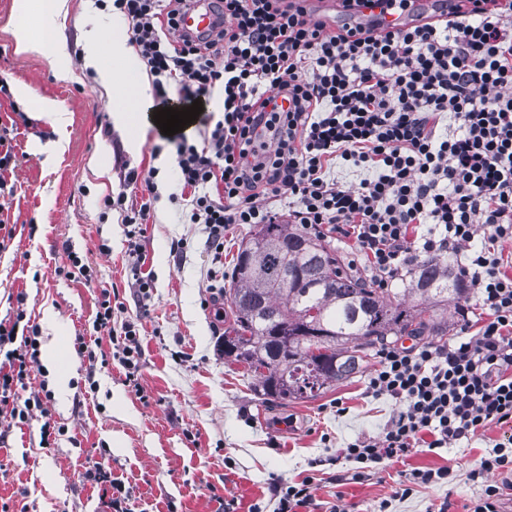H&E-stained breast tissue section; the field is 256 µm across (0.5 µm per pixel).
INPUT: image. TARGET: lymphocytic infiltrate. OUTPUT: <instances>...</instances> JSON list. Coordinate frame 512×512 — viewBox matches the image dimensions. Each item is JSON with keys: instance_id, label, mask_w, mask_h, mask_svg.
Masks as SVG:
<instances>
[{"instance_id": "lymphocytic-infiltrate-1", "label": "lymphocytic infiltrate", "mask_w": 512, "mask_h": 512, "mask_svg": "<svg viewBox=\"0 0 512 512\" xmlns=\"http://www.w3.org/2000/svg\"><path fill=\"white\" fill-rule=\"evenodd\" d=\"M363 2L336 0L346 22L332 32L309 0H216L215 23L193 36L179 25L192 0H113L155 93L222 92L203 141L175 144L214 259L230 226L276 223L267 200L285 195L293 223L353 239L349 264L376 287L449 258L483 310L448 344L380 348L364 394L396 409L379 438L338 449L357 478L512 423V0H453L445 18L383 30L357 22ZM338 166L357 183L332 177ZM24 317L0 321V414L18 425L51 398L27 389L39 333L18 335ZM493 472L502 485L487 483ZM469 477L484 486L474 512H499L512 448L496 444Z\"/></svg>"}]
</instances>
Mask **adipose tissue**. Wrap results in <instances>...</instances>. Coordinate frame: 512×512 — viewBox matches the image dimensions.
<instances>
[{"instance_id": "adipose-tissue-1", "label": "adipose tissue", "mask_w": 512, "mask_h": 512, "mask_svg": "<svg viewBox=\"0 0 512 512\" xmlns=\"http://www.w3.org/2000/svg\"><path fill=\"white\" fill-rule=\"evenodd\" d=\"M63 0H15L14 10L21 23L13 31L15 48L21 55H37L50 60L61 76L70 73V62L56 36L32 37L31 25L43 23L45 17L59 14ZM120 61L127 73L116 85L117 93L112 99V116L124 128H142L146 125L145 114L149 108L148 86L141 77L142 64L129 46L127 39L101 40L98 35H89L86 43L85 65L99 67L103 56Z\"/></svg>"}]
</instances>
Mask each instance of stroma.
Wrapping results in <instances>:
<instances>
[{
    "label": "stroma",
    "mask_w": 512,
    "mask_h": 512,
    "mask_svg": "<svg viewBox=\"0 0 512 512\" xmlns=\"http://www.w3.org/2000/svg\"><path fill=\"white\" fill-rule=\"evenodd\" d=\"M16 23L14 0H0V123L16 126L13 192L4 198L13 236L0 252V319L24 308L40 344L60 336L65 354L57 362L40 355L30 376L31 388L43 383L52 392L47 417L22 426L0 422V505L9 512H113L111 483L118 480L127 512H277L270 483L312 474L314 500L302 512H328L339 499L349 512H473L484 489L468 473L512 435V424H490L459 447L420 452L353 478L337 447L360 435L379 437L393 403L365 397L361 376L313 398L264 400L251 391L244 366L220 354L233 319L216 271L232 270L252 227L226 232L223 262L215 264L205 226L190 223L184 201L168 199L180 190L170 136L155 127L138 135L115 126L112 90L100 71L84 67V46L92 32L106 40L130 35L127 20L95 0H65L52 20L70 60L65 80L48 60L16 53ZM20 83L28 99L16 96ZM47 99L67 112L65 128L42 116ZM56 142L64 151L46 165L38 149ZM134 167L156 169L157 200H149L145 182L126 184ZM118 195L151 204L138 239L142 270L153 278L146 301L130 286L126 212L104 205ZM73 254L88 279L67 277ZM105 288L121 305L108 334L93 328ZM129 320L141 345L134 385L115 356ZM80 336L107 362L79 354ZM62 371L70 376L64 388ZM46 422L60 430L48 447L41 442ZM444 466L453 472L448 484L396 496L402 473ZM99 467L111 482L88 479Z\"/></svg>",
    "instance_id": "1"
}]
</instances>
